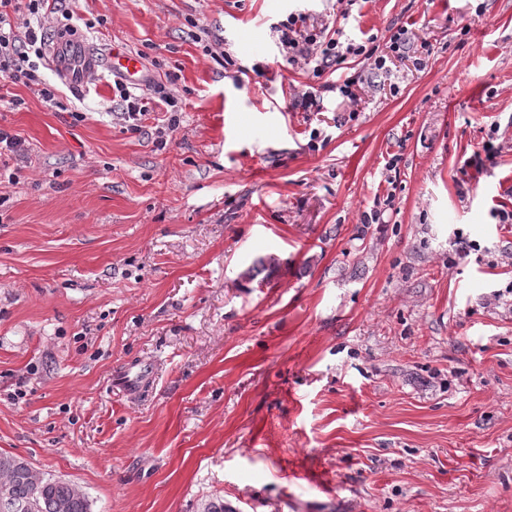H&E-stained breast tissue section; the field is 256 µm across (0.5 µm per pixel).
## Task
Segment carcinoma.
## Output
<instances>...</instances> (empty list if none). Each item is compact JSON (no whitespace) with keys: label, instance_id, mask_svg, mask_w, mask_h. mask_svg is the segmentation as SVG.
Returning a JSON list of instances; mask_svg holds the SVG:
<instances>
[{"label":"carcinoma","instance_id":"1","mask_svg":"<svg viewBox=\"0 0 512 512\" xmlns=\"http://www.w3.org/2000/svg\"><path fill=\"white\" fill-rule=\"evenodd\" d=\"M28 461L0 454V512H90L86 494L51 476L36 484L25 474Z\"/></svg>","mask_w":512,"mask_h":512}]
</instances>
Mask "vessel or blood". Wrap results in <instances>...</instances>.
<instances>
[{
  "mask_svg": "<svg viewBox=\"0 0 512 512\" xmlns=\"http://www.w3.org/2000/svg\"><path fill=\"white\" fill-rule=\"evenodd\" d=\"M51 62L63 80L73 87L83 88L91 84L103 68L121 74L133 83L141 80L142 66L137 58L116 51L112 54L110 64H103L87 44L74 35H63L55 39L51 47Z\"/></svg>",
  "mask_w": 512,
  "mask_h": 512,
  "instance_id": "obj_1",
  "label": "vessel or blood"
}]
</instances>
